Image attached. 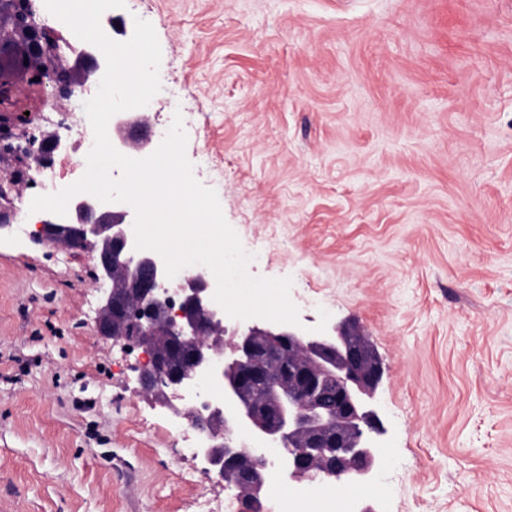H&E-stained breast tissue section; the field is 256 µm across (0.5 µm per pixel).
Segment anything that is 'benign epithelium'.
<instances>
[{
  "label": "benign epithelium",
  "instance_id": "1",
  "mask_svg": "<svg viewBox=\"0 0 512 512\" xmlns=\"http://www.w3.org/2000/svg\"><path fill=\"white\" fill-rule=\"evenodd\" d=\"M15 0L0 13V104L23 77L57 87L56 99L94 81L104 55L80 39L69 41L37 25ZM66 46L72 59L54 51ZM25 140L26 155L44 159L59 145L57 133L41 137L0 114V151ZM119 151L151 144L150 119L123 113L112 128ZM130 212L94 197L74 196L61 219L37 225L33 238L56 248L92 254L102 291L94 333L139 349L132 366L140 392L184 419L196 434L194 455L211 481L238 489L246 512H260L271 492L268 463L297 480L319 486L365 485L382 465L374 435L382 432L375 392L380 357L355 321L315 333L294 325L226 323L213 301L216 281L204 265L176 284L163 259L135 249Z\"/></svg>",
  "mask_w": 512,
  "mask_h": 512
}]
</instances>
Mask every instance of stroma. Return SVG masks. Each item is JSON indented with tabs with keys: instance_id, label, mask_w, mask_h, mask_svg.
Returning a JSON list of instances; mask_svg holds the SVG:
<instances>
[{
	"instance_id": "1",
	"label": "stroma",
	"mask_w": 512,
	"mask_h": 512,
	"mask_svg": "<svg viewBox=\"0 0 512 512\" xmlns=\"http://www.w3.org/2000/svg\"><path fill=\"white\" fill-rule=\"evenodd\" d=\"M168 67L152 121L201 138L253 275L383 363L370 491L335 512H512V0H126ZM86 252L0 234V502L200 512L223 486L94 336Z\"/></svg>"
}]
</instances>
